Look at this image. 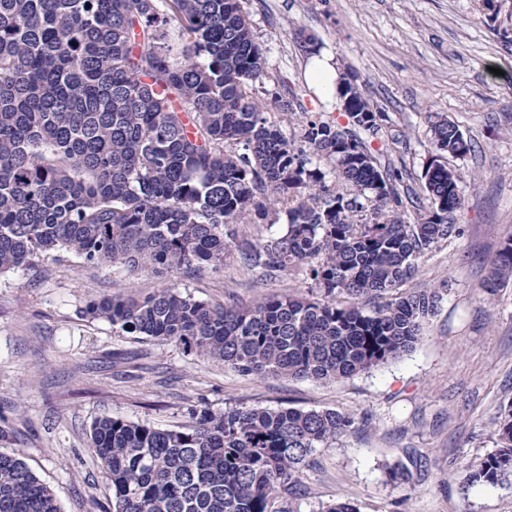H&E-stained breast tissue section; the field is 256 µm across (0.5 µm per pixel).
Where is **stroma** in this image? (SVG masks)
<instances>
[{"label": "stroma", "instance_id": "1", "mask_svg": "<svg viewBox=\"0 0 512 512\" xmlns=\"http://www.w3.org/2000/svg\"><path fill=\"white\" fill-rule=\"evenodd\" d=\"M267 59L269 93L295 91L294 112L270 110L287 135L304 114L347 126L337 98L305 72L312 52L333 56L386 115L360 138L381 163H404L398 192L422 193L439 157L461 174L459 232L427 251L407 290L437 306L414 348L339 382L256 379L171 345L119 335L81 308L119 291L169 284L212 303L248 306L268 295H308L306 266L269 278L231 259L218 272L169 278L89 265L56 252L33 269L0 274V451L55 491L61 512H108L112 493L92 450L102 416L161 428L191 409L336 410L357 427L317 449L303 470L300 512L345 502L356 512H512V477L463 486V466L496 449L512 404V283L487 294L490 261L512 234V53L480 0H242ZM444 115L474 152H439L429 118ZM406 469L391 480L390 467Z\"/></svg>", "mask_w": 512, "mask_h": 512}]
</instances>
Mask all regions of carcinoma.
I'll return each mask as SVG.
<instances>
[{"mask_svg": "<svg viewBox=\"0 0 512 512\" xmlns=\"http://www.w3.org/2000/svg\"><path fill=\"white\" fill-rule=\"evenodd\" d=\"M266 69L240 0H0V273L59 251L153 274L217 271L230 225L277 204L286 229L239 259L268 275L307 264L316 296L239 308L168 286L93 300L82 314L260 378L339 381L411 351L438 295L400 289L458 232L461 176L431 159L426 203L406 220L399 171L356 136L307 116L296 139L267 118ZM336 95L349 123L381 130L385 114L348 74ZM430 132L452 156L474 149L445 118ZM511 280L512 235L483 288ZM189 416L175 429L93 423L112 512H272L277 501L299 512L302 468L356 425L291 407ZM495 440L466 483L512 475V408ZM0 512H60L14 452H0Z\"/></svg>", "mask_w": 512, "mask_h": 512, "instance_id": "obj_1", "label": "carcinoma"}]
</instances>
